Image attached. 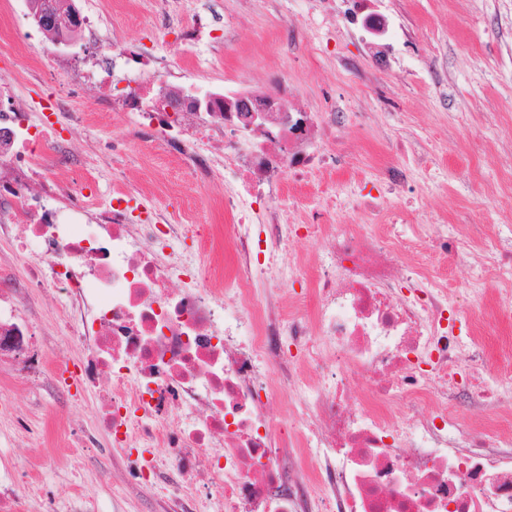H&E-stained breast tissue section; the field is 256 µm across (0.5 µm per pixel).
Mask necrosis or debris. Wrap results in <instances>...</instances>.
Wrapping results in <instances>:
<instances>
[{"label": "necrosis or debris", "mask_w": 512, "mask_h": 512, "mask_svg": "<svg viewBox=\"0 0 512 512\" xmlns=\"http://www.w3.org/2000/svg\"><path fill=\"white\" fill-rule=\"evenodd\" d=\"M159 79L141 76L113 104L134 122L112 150L164 147L200 186L223 170L221 230L173 224L118 198L99 204L46 180L42 150L59 147L53 125L24 111L14 81L0 79V235L36 246L26 280L62 290L113 448L138 443L142 479L203 472L185 496L224 512H512V430L467 428L454 406L459 397L512 403V379L485 363L481 319L455 316L453 291L410 259L424 244L472 265L468 289L481 301L488 280L512 296V254L498 238L472 242L401 212L390 224L342 221L347 207L379 216L406 182L396 167L374 197L347 201L330 183L319 206L292 197L255 210L287 183L344 174L336 126L345 113L249 119L229 109L249 96L242 85L212 111L175 112L176 87L158 100L144 94ZM298 211L305 225L290 222ZM306 226L323 232L309 271L292 253ZM217 235L233 262L226 276L202 262ZM299 281L304 289L282 296ZM283 394L275 427L263 401ZM290 447L313 465L308 482Z\"/></svg>", "instance_id": "obj_1"}]
</instances>
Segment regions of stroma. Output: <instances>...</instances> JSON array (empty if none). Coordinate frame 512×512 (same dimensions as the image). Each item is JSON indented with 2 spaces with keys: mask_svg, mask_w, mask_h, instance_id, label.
<instances>
[{
  "mask_svg": "<svg viewBox=\"0 0 512 512\" xmlns=\"http://www.w3.org/2000/svg\"><path fill=\"white\" fill-rule=\"evenodd\" d=\"M74 2L99 13L106 30L133 43L143 59L169 60L192 95L243 82L274 97L288 91L312 111L366 114L363 124L336 128L353 176L343 193H377L386 168L400 161L399 140L416 154L437 156L429 172L408 165L407 187L390 198L382 223L406 210L421 223L451 224L480 237L512 222V210L481 190L482 182L512 177V0H367L389 21L388 34L376 42L350 23V0ZM209 11L218 23L189 57H179L176 46L193 16ZM25 55L1 50L0 75L14 74L18 94L34 108L65 91L70 109L94 111L131 78L118 68L67 90L54 76L28 73ZM130 123L118 115L64 133L84 179L97 181L101 201H111L120 187L151 198L179 223H223V174L197 188L185 166L149 143L114 162L112 140ZM426 260L452 287L461 312L482 314L492 366L512 372V320L500 315L503 294L493 288L477 302L466 289L467 270L452 256ZM4 294L43 358L31 372L26 355L0 354V485L25 487L16 512H174L177 485L165 478L140 484L113 454L112 438L98 423L96 392L78 381L85 350L73 341L54 288L27 283ZM63 378L69 391L56 386Z\"/></svg>",
  "mask_w": 512,
  "mask_h": 512,
  "instance_id": "obj_1",
  "label": "stroma"
}]
</instances>
